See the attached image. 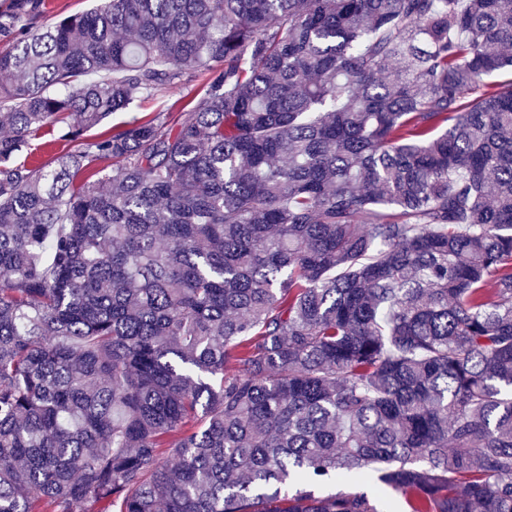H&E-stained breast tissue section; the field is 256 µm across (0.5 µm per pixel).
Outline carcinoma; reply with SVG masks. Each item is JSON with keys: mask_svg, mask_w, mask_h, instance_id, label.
<instances>
[{"mask_svg": "<svg viewBox=\"0 0 512 512\" xmlns=\"http://www.w3.org/2000/svg\"><path fill=\"white\" fill-rule=\"evenodd\" d=\"M47 5L0 8V512H512V0ZM48 3V12L37 22L39 27L49 25L63 16L87 11L97 4L95 0H49ZM191 79L192 81L188 82L187 87L182 91L170 90L158 94L152 99L135 103L125 112H119L113 115V117H109L102 126L94 129L92 133L100 134L102 132H112V126H120L124 121L131 120L132 118H143L145 116V118H147L160 110L171 112L173 116H177L182 105L199 89L202 82V78L193 77ZM187 93H189V95H187ZM53 135H46L31 142L32 153L26 158V164L40 166L51 161L58 153L67 149L65 142L53 141Z\"/></svg>", "mask_w": 512, "mask_h": 512, "instance_id": "carcinoma-1", "label": "carcinoma"}]
</instances>
